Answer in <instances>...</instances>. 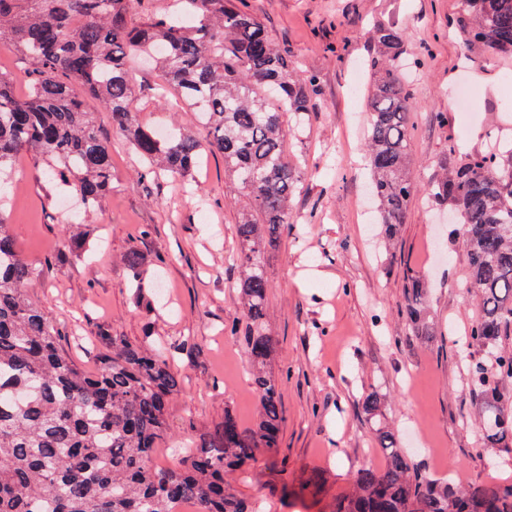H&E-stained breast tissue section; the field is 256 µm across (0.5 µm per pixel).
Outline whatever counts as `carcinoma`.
Listing matches in <instances>:
<instances>
[{
	"instance_id": "cac0c4a2",
	"label": "carcinoma",
	"mask_w": 512,
	"mask_h": 512,
	"mask_svg": "<svg viewBox=\"0 0 512 512\" xmlns=\"http://www.w3.org/2000/svg\"><path fill=\"white\" fill-rule=\"evenodd\" d=\"M139 0H0V47L31 65V92L19 97L0 73V177L19 153L39 156L52 179L73 186L92 213L112 192V148L87 98L112 118V131L144 160V176H190L205 152L224 158V173L243 196L237 224L240 316L230 332L251 360L257 415L243 427L231 413L193 448L154 463L167 435V407L180 377L169 354L148 341L104 337L98 370L84 371L61 348L59 330L26 294L35 268L20 254L0 214V512H258L237 496L230 476L278 447L283 422L278 385L266 371L274 349L267 331L271 288L264 262L294 224L291 201L302 163L288 153L289 112L309 111L315 77L293 68L264 26L224 0H174L162 18L136 21ZM473 14L468 39L512 52V0H461ZM190 15L188 26L180 16ZM378 52L368 66L365 158L368 193L380 223H403L416 191L410 171L413 108L403 35L372 29ZM164 53L156 52V47ZM154 57L163 75L158 97L177 93L191 127L164 137L137 118L130 61ZM438 204L459 214L466 287L478 313L467 345L468 380L479 400L482 434L512 447V144L474 153L430 186ZM130 285H143V259L124 256ZM405 292L409 335L431 339L428 288L410 275ZM375 430L386 465L357 469L332 512H512V483L457 489L414 465L394 432Z\"/></svg>"
}]
</instances>
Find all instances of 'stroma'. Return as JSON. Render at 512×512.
Wrapping results in <instances>:
<instances>
[{
	"label": "stroma",
	"instance_id": "stroma-1",
	"mask_svg": "<svg viewBox=\"0 0 512 512\" xmlns=\"http://www.w3.org/2000/svg\"><path fill=\"white\" fill-rule=\"evenodd\" d=\"M245 4L273 42L300 70L316 75L303 123L287 118L288 145L302 156L303 189L294 198L297 222L267 249L271 282L267 324L274 338L268 370L284 415L279 446L261 452L233 479L240 497L260 512H331L364 464L383 468L379 438L362 407L377 394L386 426L411 459L435 477L465 486L512 480V447L492 448L467 380L460 337L475 317L464 288L463 242L453 206L438 209L425 187L443 164L486 150L489 131L512 136V94L504 77L512 53L468 41L460 0H224ZM400 28L415 72L407 90L414 106L411 159L419 190L395 236L367 224L374 211L362 160L366 138L369 30ZM158 71L135 73L140 120L162 130L189 122V113L158 101ZM467 83L473 111L452 95ZM112 192L93 216L60 223L65 193L49 181L34 154H22L0 206L20 253L37 272L28 298L55 321L63 349L86 370L97 368L103 334L137 344L185 340L173 352L181 378L167 410L168 438L200 439L234 414L252 425L251 363L229 327L239 315V204L225 183L224 160L204 154L195 181L141 177L144 163L112 132ZM85 239L80 258L61 255L63 236ZM137 249L147 268L131 288L122 257ZM430 288L426 343L405 330V277ZM319 475L322 492L306 486Z\"/></svg>",
	"mask_w": 512,
	"mask_h": 512
}]
</instances>
